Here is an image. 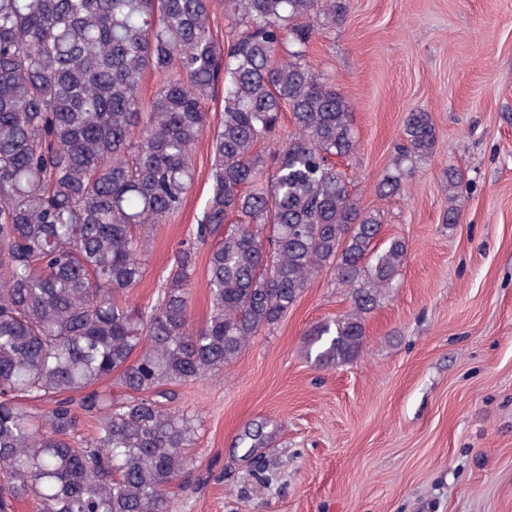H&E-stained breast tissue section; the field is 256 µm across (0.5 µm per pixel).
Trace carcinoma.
Here are the masks:
<instances>
[{
    "instance_id": "cac0c4a2",
    "label": "carcinoma",
    "mask_w": 512,
    "mask_h": 512,
    "mask_svg": "<svg viewBox=\"0 0 512 512\" xmlns=\"http://www.w3.org/2000/svg\"><path fill=\"white\" fill-rule=\"evenodd\" d=\"M224 12L234 34L221 44L212 0H0V512L27 499L37 512H173L168 487L189 470L195 424L170 407L172 388L224 370L325 268L353 310L310 344L326 365L353 359L365 314L404 264L405 242L377 247L381 215L359 208L334 162L357 151L352 113L306 60L344 0H224ZM148 73L158 83L145 101ZM284 111L292 133L258 150ZM207 132L197 235L214 241L211 308L196 328L194 244L155 303L131 293ZM435 143L428 114L409 113L402 159ZM404 175L396 165L380 190L397 192ZM461 185L448 169L450 224Z\"/></svg>"
}]
</instances>
